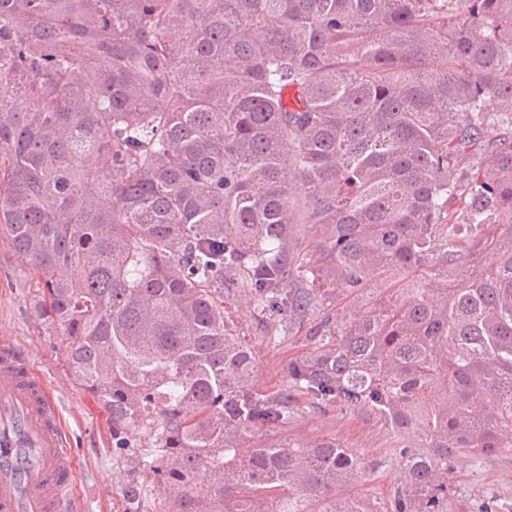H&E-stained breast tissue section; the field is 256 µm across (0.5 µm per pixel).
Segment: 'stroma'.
<instances>
[{"label":"stroma","instance_id":"35a3bbf8","mask_svg":"<svg viewBox=\"0 0 512 512\" xmlns=\"http://www.w3.org/2000/svg\"><path fill=\"white\" fill-rule=\"evenodd\" d=\"M36 293L35 275L9 240L0 237V336L16 337L38 373L56 390L78 452L79 490L87 501V512H168L163 495L146 499L128 496L130 485L145 480V465L136 449L115 453L106 413L70 379L59 332L34 311ZM224 306L256 351L259 387L271 392L286 385L289 360L312 349L314 327L324 317L339 319L354 308L352 302L339 300L314 309L303 325L292 326L284 314L264 322L255 319L251 296L242 288L225 290ZM288 432L310 443L333 440L347 448L364 466L357 491L379 507L388 506L399 483L401 460L393 451V434L377 413L365 408L334 405L315 409L303 404ZM448 481L455 491L457 512H481L489 500L495 502L497 512H512V449L480 460L458 454L448 463Z\"/></svg>","mask_w":512,"mask_h":512}]
</instances>
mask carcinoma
I'll return each instance as SVG.
<instances>
[{
    "instance_id": "cac0c4a2",
    "label": "carcinoma",
    "mask_w": 512,
    "mask_h": 512,
    "mask_svg": "<svg viewBox=\"0 0 512 512\" xmlns=\"http://www.w3.org/2000/svg\"><path fill=\"white\" fill-rule=\"evenodd\" d=\"M0 87V236L154 462L131 497L455 512L448 459L512 448V0H0ZM226 286L299 325L365 301L270 393ZM302 398L400 439L389 508L288 437Z\"/></svg>"
}]
</instances>
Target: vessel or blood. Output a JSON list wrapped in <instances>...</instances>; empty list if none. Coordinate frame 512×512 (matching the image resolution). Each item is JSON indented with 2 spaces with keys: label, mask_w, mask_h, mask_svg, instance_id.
I'll return each instance as SVG.
<instances>
[{
  "label": "vessel or blood",
  "mask_w": 512,
  "mask_h": 512,
  "mask_svg": "<svg viewBox=\"0 0 512 512\" xmlns=\"http://www.w3.org/2000/svg\"><path fill=\"white\" fill-rule=\"evenodd\" d=\"M77 458L51 387L0 337V512H80Z\"/></svg>",
  "instance_id": "obj_1"
}]
</instances>
